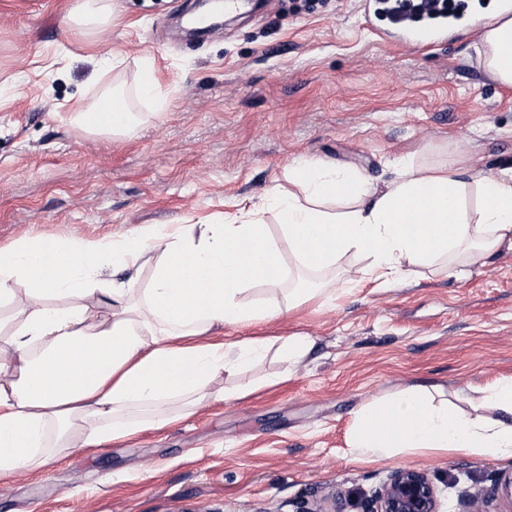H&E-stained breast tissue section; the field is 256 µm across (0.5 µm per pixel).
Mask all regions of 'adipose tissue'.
Returning a JSON list of instances; mask_svg holds the SVG:
<instances>
[{"mask_svg":"<svg viewBox=\"0 0 512 512\" xmlns=\"http://www.w3.org/2000/svg\"><path fill=\"white\" fill-rule=\"evenodd\" d=\"M480 42L487 70L511 85L512 17L496 13ZM398 166L397 179L377 189L352 169L298 161L294 192H271L264 207L276 211L307 270L349 253L367 257L368 265L349 270L353 282L370 276L387 284L440 262L475 265L512 246V168L472 178L410 159ZM352 191L357 204L323 208L326 198ZM260 210L186 232L148 225L113 240L40 234L0 247V308L13 310L10 328L0 329V477L232 398L225 373L251 365L266 345H227L219 334L277 318L303 295L283 288L287 269ZM150 254L147 287L104 279L106 268H131ZM257 285L267 286L266 295L248 299ZM47 294L64 304H43ZM464 401L460 407L432 388H405L359 412L349 445L371 462L420 450L512 461V378ZM485 407L500 418L483 416Z\"/></svg>","mask_w":512,"mask_h":512,"instance_id":"obj_1","label":"adipose tissue"}]
</instances>
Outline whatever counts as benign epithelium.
Returning a JSON list of instances; mask_svg holds the SVG:
<instances>
[{
    "label": "benign epithelium",
    "mask_w": 512,
    "mask_h": 512,
    "mask_svg": "<svg viewBox=\"0 0 512 512\" xmlns=\"http://www.w3.org/2000/svg\"><path fill=\"white\" fill-rule=\"evenodd\" d=\"M363 512H440L434 483L419 469L391 472L366 500Z\"/></svg>",
    "instance_id": "benign-epithelium-1"
}]
</instances>
